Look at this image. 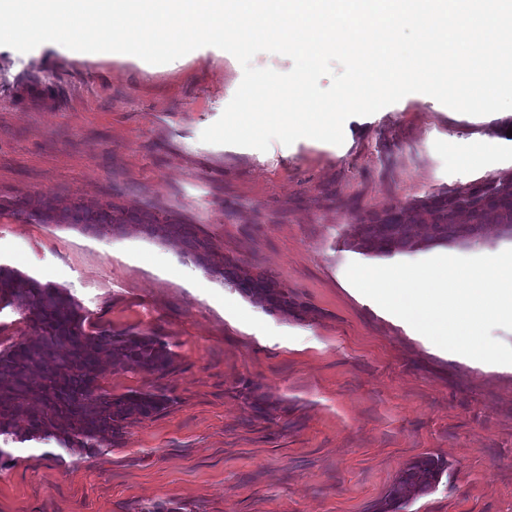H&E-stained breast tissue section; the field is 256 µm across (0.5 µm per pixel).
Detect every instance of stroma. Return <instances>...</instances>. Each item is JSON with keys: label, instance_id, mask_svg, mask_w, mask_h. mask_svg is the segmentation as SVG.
I'll list each match as a JSON object with an SVG mask.
<instances>
[{"label": "stroma", "instance_id": "1", "mask_svg": "<svg viewBox=\"0 0 512 512\" xmlns=\"http://www.w3.org/2000/svg\"><path fill=\"white\" fill-rule=\"evenodd\" d=\"M243 76L199 48L162 65L0 46V197L154 204L306 306L268 310L180 246L0 216V264L66 289L90 323L163 337V373L105 366L112 394L166 388L120 446L74 454L0 437V512H374L413 462L447 469L401 512H512V367L435 349L357 292V215L512 172L501 123L419 93L344 124L335 146L201 142ZM491 142L483 163L455 143Z\"/></svg>", "mask_w": 512, "mask_h": 512}]
</instances>
